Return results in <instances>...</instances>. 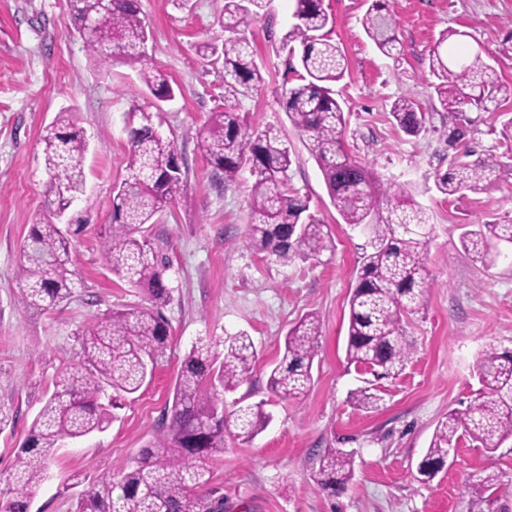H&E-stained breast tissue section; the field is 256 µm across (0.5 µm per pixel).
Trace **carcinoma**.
I'll list each match as a JSON object with an SVG mask.
<instances>
[{
  "label": "carcinoma",
  "mask_w": 512,
  "mask_h": 512,
  "mask_svg": "<svg viewBox=\"0 0 512 512\" xmlns=\"http://www.w3.org/2000/svg\"><path fill=\"white\" fill-rule=\"evenodd\" d=\"M76 28L103 13L102 0H69ZM324 0H295V23L285 40L299 43V83L284 93L291 125L313 140L332 203L349 226L365 232L369 249L360 260L358 281L348 305L346 360L355 367L380 368L384 374L403 370L413 354L407 339L408 316L423 309L429 287L423 255L430 228L426 212L403 193L390 194L382 183L343 148L346 118L333 85L348 69L345 53L328 37L333 22ZM223 0L221 15L228 35L218 47L203 44V52L223 58L224 88L232 97L247 96L263 82L246 32L266 7V0ZM140 0H112L106 21L85 38L90 57L98 63L121 58L138 65L144 86L156 98H170L173 88L146 50L148 30ZM367 35L386 56L397 50L394 19L383 0L373 3L363 19ZM457 30L442 34L430 50V72L439 80L437 99L448 119L450 135L459 144L465 137L459 108L483 110L487 103L512 97V86L499 80L482 53L464 52L455 44ZM390 115L408 135L426 129L427 113L410 96H402ZM44 163L50 175L48 195L59 210L83 191L87 142L71 112H61L42 135ZM128 174L115 187L112 225L106 235L104 260L118 278L138 288L148 304L105 314L82 331L81 357L65 365L53 393L35 416L25 445L4 478L0 477V512H30L37 488L47 479L54 451L65 439L103 431L110 409L140 390L165 357L169 329L161 308L170 299L165 282L168 262L154 250L143 226L180 196L186 172L173 143L150 123L129 130ZM198 148L215 171L232 180L248 165L254 182L249 224L250 246L286 266L300 256H318L334 249V238L310 213L309 201L291 185L288 146L271 127H247L236 105L213 112L198 137ZM463 148L447 171L436 178L445 197L465 190L480 192L495 183L504 168L484 159L466 160ZM463 248L483 263H493L499 245L512 246V224H481L465 233ZM69 242L50 220L33 225L24 240L17 277L25 284L26 308L47 311L70 299L77 285L71 269ZM321 336L319 318L311 313L288 331L284 351L271 370L272 392L299 399L311 385L312 366ZM223 349L197 339L184 356L174 385L170 413L159 433L142 453L80 493L77 512H210L197 490L208 484L205 460L224 453L225 392L251 378L257 350L250 336L237 332L224 337ZM482 388L464 409H452L438 422L418 474L432 479L448 461V452L462 437L492 455L512 438V352L486 349L479 360ZM237 436L252 441L270 420L263 404L240 405L232 413ZM354 474L352 456L338 448L320 459L318 486L343 493ZM476 498L471 512H486L491 496L512 492L495 471L475 475Z\"/></svg>",
  "instance_id": "cac0c4a2"
}]
</instances>
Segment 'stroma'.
I'll return each instance as SVG.
<instances>
[{"instance_id":"stroma-1","label":"stroma","mask_w":512,"mask_h":512,"mask_svg":"<svg viewBox=\"0 0 512 512\" xmlns=\"http://www.w3.org/2000/svg\"><path fill=\"white\" fill-rule=\"evenodd\" d=\"M370 4L324 0L333 19L329 37L348 59L336 85L346 117L343 145L392 192L408 193L432 228L425 256L430 286L423 310L407 325L413 355L394 378L345 359L348 300L366 238L342 221L310 139L283 110L281 92L295 83L298 64L281 48L294 22L293 0H269L248 30L263 83L237 105L247 125L280 132L292 154L293 187L308 196L311 214L335 240L334 251L285 267L249 244V169L219 184L197 146L210 114L224 108L223 64L200 50L225 35L214 0H141L147 52L174 88L173 100L162 103L123 60L99 70L75 29L69 0H0V472L10 470L61 368L78 361L82 330L113 309L145 302L139 289L112 273L103 252L113 190L128 172L129 126L152 123L173 142L187 172L182 197L147 227L170 263L171 297L162 309L170 331L166 355L103 432L57 448L31 512H74L80 492L116 473L157 433L196 338L220 342L241 330L252 337L258 358L250 380L225 394L224 409L232 411L241 399L260 402L272 420L250 443L234 426L225 428L224 452L210 460L211 479L200 490L217 512H469L474 473L491 467L512 481V440L490 456L460 439L450 466L429 481L417 473L438 421L465 408L479 389L483 350H512V253L486 266L460 243L475 225L512 224V168L482 193L446 199L437 191L435 176L456 150L443 133L429 50L442 33L461 31L462 44L482 49L512 85V0H389L401 51L396 60L364 31ZM402 96L432 115L419 135L405 134L389 115ZM64 110L73 111L88 141L84 189L57 219L71 243L78 286L70 300L36 314L23 303L16 272L30 225L50 214L41 130ZM462 111L475 157L501 160L512 148L501 134L512 120V99ZM310 313L322 322L313 385L304 398L285 401L270 391L268 377L288 330ZM360 387L377 395L374 406L352 402ZM328 448L351 452L354 460V477L336 496L316 483L319 456Z\"/></svg>"}]
</instances>
